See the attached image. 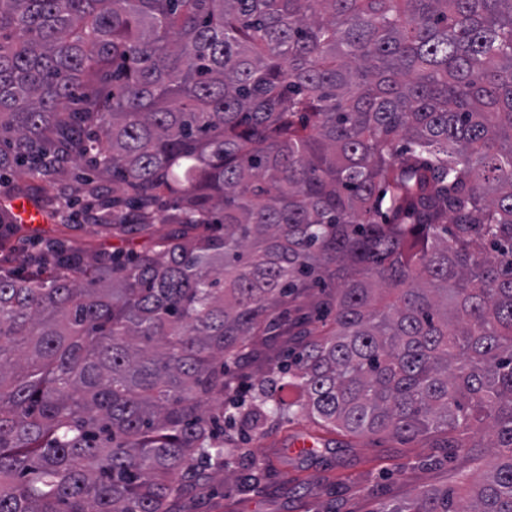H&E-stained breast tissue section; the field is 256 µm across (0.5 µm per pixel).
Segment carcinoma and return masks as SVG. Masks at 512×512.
<instances>
[{
	"instance_id": "obj_1",
	"label": "carcinoma",
	"mask_w": 512,
	"mask_h": 512,
	"mask_svg": "<svg viewBox=\"0 0 512 512\" xmlns=\"http://www.w3.org/2000/svg\"><path fill=\"white\" fill-rule=\"evenodd\" d=\"M82 160L90 223L175 229L0 267V512H190L204 464L258 493L226 399L493 448L373 512H512V0H0V184ZM270 336L301 340L248 398Z\"/></svg>"
}]
</instances>
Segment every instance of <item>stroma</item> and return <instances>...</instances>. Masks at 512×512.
<instances>
[{
  "label": "stroma",
  "instance_id": "obj_1",
  "mask_svg": "<svg viewBox=\"0 0 512 512\" xmlns=\"http://www.w3.org/2000/svg\"><path fill=\"white\" fill-rule=\"evenodd\" d=\"M64 237L75 247L112 253L119 240L100 226L83 224L68 228L58 222L26 224L11 236L0 260L19 264L28 254L39 253L48 238ZM247 456L238 457L235 468L244 471L252 459L264 464L266 479L261 494L237 489L234 481L208 489L194 504L193 512H371L377 499L400 500L427 488L458 489L460 473L484 474L490 455L474 461L457 458L427 466L433 450L429 441L399 442L386 436L352 439L340 434L316 433L301 413L269 422L264 436L234 428ZM319 435L316 455L297 453V438Z\"/></svg>",
  "mask_w": 512,
  "mask_h": 512
}]
</instances>
